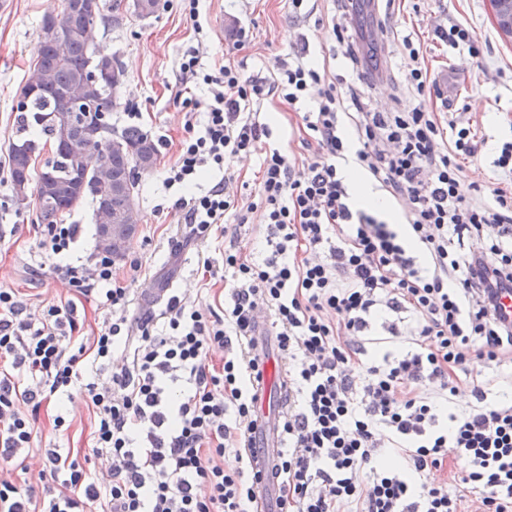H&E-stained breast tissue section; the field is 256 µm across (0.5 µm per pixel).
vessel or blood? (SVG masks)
Returning <instances> with one entry per match:
<instances>
[{
  "label": "vessel or blood",
  "mask_w": 512,
  "mask_h": 512,
  "mask_svg": "<svg viewBox=\"0 0 512 512\" xmlns=\"http://www.w3.org/2000/svg\"><path fill=\"white\" fill-rule=\"evenodd\" d=\"M255 391L258 423L254 436L261 439L262 448L253 455L251 478L256 493V512H267L266 497L280 448L274 425L287 407L286 377L269 365H261Z\"/></svg>",
  "instance_id": "b4317fda"
}]
</instances>
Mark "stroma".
<instances>
[{
	"label": "stroma",
	"mask_w": 512,
	"mask_h": 512,
	"mask_svg": "<svg viewBox=\"0 0 512 512\" xmlns=\"http://www.w3.org/2000/svg\"><path fill=\"white\" fill-rule=\"evenodd\" d=\"M132 0H121L117 26L99 28L96 44L108 47L123 65L125 88L111 115L112 125L125 126L126 115L139 113V124L158 137L159 156L153 170L139 178L138 204L142 222L117 259L118 277L130 288L136 303H146L150 288H166L181 294L200 308L224 311V281L204 284L198 258L199 244L176 242L172 232L181 216L175 209L177 190L165 188L161 173L176 154L183 134L182 107L175 100V64L191 46L201 45L207 57L243 67L248 74H267L275 59L289 51L308 49L310 56L327 59L332 73L346 72L341 48L328 23L334 13L332 0H318L313 13L294 14L289 0H201L198 21L209 27L211 38L198 43L193 23L178 0H161L158 11L141 18L130 9ZM61 0H0V151L19 139L17 113L23 80L33 63L39 27L44 16L58 13ZM387 17L385 54L394 83L382 91L375 104L410 106L404 84L409 62L404 37L419 45L425 64L440 86H451L456 108L465 109L490 142L512 140V37L496 26L489 0H394L383 6ZM452 18L470 25L484 43L480 60L448 48L435 39L428 27L431 18ZM95 205L84 203L67 224L79 227L68 261L86 260L96 254ZM36 199L17 205L12 189L0 191V289L19 294L31 309L75 301L84 326L77 340L84 341L106 319L93 301L76 298L57 278L54 259L40 249ZM22 412L36 413L35 445L57 448L75 460L88 476L102 469L100 459L87 455L93 414L85 399L64 401L62 407L44 406ZM62 415L66 431L52 428L54 415Z\"/></svg>",
	"instance_id": "1"
}]
</instances>
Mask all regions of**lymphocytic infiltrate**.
<instances>
[{
    "label": "lymphocytic infiltrate",
    "instance_id": "obj_1",
    "mask_svg": "<svg viewBox=\"0 0 512 512\" xmlns=\"http://www.w3.org/2000/svg\"><path fill=\"white\" fill-rule=\"evenodd\" d=\"M355 81L331 78L326 62L291 53L269 75L184 53V136L165 170L184 189L178 235L203 241L234 216L259 214L265 256L224 251L230 285L224 315L210 318L170 296L129 319L130 290L111 257L56 265L69 287L109 316L90 348L105 380L80 383L72 346L80 325L73 303L32 313L0 289V460L40 458L60 487L34 500L0 480V512H255L249 445L256 411V336L275 337L288 360V411L276 473L277 512H512V400L488 398L457 409L469 351L487 365L512 367V319L499 300L512 293V141L491 162L495 182L469 180L463 160L485 140L475 127L443 120L442 96L411 38L407 108L373 111L368 90L391 75L367 73L344 23L332 26ZM300 114L307 156L269 146L264 103ZM261 151L253 195L227 190L229 155ZM354 164L402 213L398 226L356 205L342 176ZM219 179L199 192L201 180ZM409 322L405 346L364 343ZM130 363L112 367L119 345ZM223 351L222 365L210 361ZM24 371L20 384L16 371ZM187 384L183 397L177 385ZM80 390L94 415L92 452L107 479L86 478L54 448H34V425L18 402L41 407ZM236 423L228 425L227 412ZM233 465H226V456ZM402 457L398 468L392 457Z\"/></svg>",
    "mask_w": 512,
    "mask_h": 512
}]
</instances>
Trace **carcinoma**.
<instances>
[{
    "mask_svg": "<svg viewBox=\"0 0 512 512\" xmlns=\"http://www.w3.org/2000/svg\"><path fill=\"white\" fill-rule=\"evenodd\" d=\"M74 0H61L58 15L43 18L35 48L36 58L21 88L17 104L20 131L30 124L54 135L63 96L79 85L92 71L101 80L84 88V95L112 108L115 87L125 79V71L116 56L102 55L94 44L95 28L106 19L101 0H86V11L75 13ZM73 137L86 144L102 161L98 170H87L85 158L62 143L40 172L31 164L36 145L21 138L10 146V176L17 204L26 200L29 186H34L38 204L37 219L41 224H56L65 213H72L92 197L95 215L107 207L102 185L111 181L128 188L138 196L139 174L152 169L158 159L156 141L142 127L127 125L120 129L112 124H99L84 112L75 114Z\"/></svg>",
    "mask_w": 512,
    "mask_h": 512,
    "instance_id": "cac0c4a2",
    "label": "carcinoma"
}]
</instances>
